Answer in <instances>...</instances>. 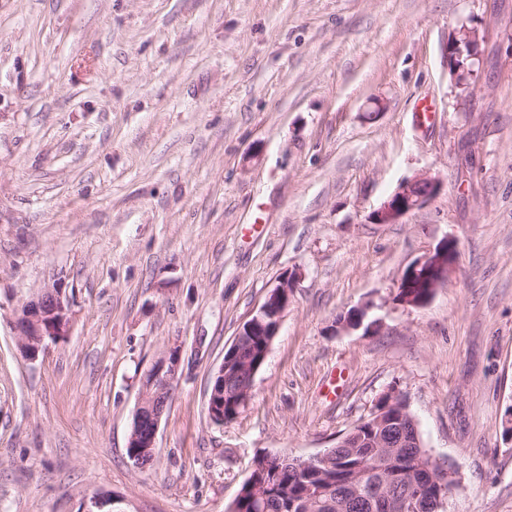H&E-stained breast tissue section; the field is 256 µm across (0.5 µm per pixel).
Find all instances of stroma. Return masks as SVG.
I'll list each match as a JSON object with an SVG mask.
<instances>
[{"label": "stroma", "mask_w": 512, "mask_h": 512, "mask_svg": "<svg viewBox=\"0 0 512 512\" xmlns=\"http://www.w3.org/2000/svg\"><path fill=\"white\" fill-rule=\"evenodd\" d=\"M419 173L440 192L370 223ZM447 236L448 279L397 301ZM291 270L213 423V373ZM57 279L71 329L26 359L14 310ZM367 303L378 329L339 328ZM174 342L139 468V377ZM388 391L458 472L448 512H512V0H0V512H226L257 454L334 447ZM298 279L299 276L296 272L285 274L279 279L277 285L267 294L263 304L252 317L242 325L236 336L235 345L238 343L239 338L244 336L245 329L250 330L256 325L263 324L265 316L272 304L281 306L280 319L274 327L273 336H277L282 315L288 309ZM273 336H245L239 345L240 354L230 362L227 373L225 369V359L220 364L217 370L219 376L223 379L222 395L224 397V404L221 406L219 400L220 393L216 390H214L211 395L209 394L208 398V413L214 423L224 424V422L234 419L239 414L238 395L236 391L245 381V377L240 375V373H246L244 370L247 365L253 366V364L259 363L262 360L267 343Z\"/></svg>", "instance_id": "obj_1"}]
</instances>
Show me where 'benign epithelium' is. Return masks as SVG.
Wrapping results in <instances>:
<instances>
[{
    "instance_id": "7a95c632",
    "label": "benign epithelium",
    "mask_w": 512,
    "mask_h": 512,
    "mask_svg": "<svg viewBox=\"0 0 512 512\" xmlns=\"http://www.w3.org/2000/svg\"><path fill=\"white\" fill-rule=\"evenodd\" d=\"M441 188L440 179L424 174L415 175L402 181L395 192L370 214L369 219L373 224H398L406 214L430 202ZM456 255V241L446 238L427 255L412 262L404 270L402 279L410 282L430 272L429 288L433 293L448 278ZM298 279V274L293 272L282 276L263 304L243 324L238 336L262 324L271 305H279L281 311H286ZM70 325L71 305L61 282L57 280L45 286L31 300L19 305L14 330L19 338L20 351L25 358L36 359L48 343L67 335ZM180 366L181 346L173 345L146 370L127 447L152 452L156 450L159 424L171 402ZM219 397L220 393L215 391L208 398L209 417L216 424L224 423V407Z\"/></svg>"
}]
</instances>
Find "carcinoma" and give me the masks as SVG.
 <instances>
[{
    "label": "carcinoma",
    "instance_id": "cac0c4a2",
    "mask_svg": "<svg viewBox=\"0 0 512 512\" xmlns=\"http://www.w3.org/2000/svg\"><path fill=\"white\" fill-rule=\"evenodd\" d=\"M270 337L246 336L240 354L224 375V420L239 414L236 391L245 381L246 366L258 363ZM329 462L305 472L296 459L277 455L254 458L250 474L227 512H399L389 498L400 491L416 512H447L438 497L453 491L454 479L419 470L426 449L406 402L387 406L382 400L369 418L339 440Z\"/></svg>",
    "mask_w": 512,
    "mask_h": 512
}]
</instances>
